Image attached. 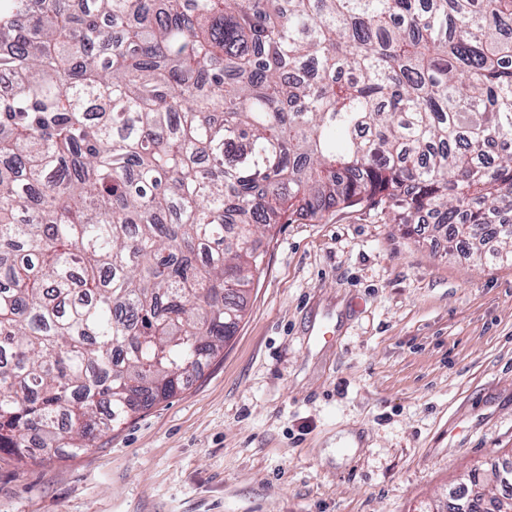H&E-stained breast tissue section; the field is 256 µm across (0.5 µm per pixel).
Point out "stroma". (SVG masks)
<instances>
[{"mask_svg": "<svg viewBox=\"0 0 512 512\" xmlns=\"http://www.w3.org/2000/svg\"><path fill=\"white\" fill-rule=\"evenodd\" d=\"M419 234L275 225L223 351L91 452L0 453V512H416L512 462V264Z\"/></svg>", "mask_w": 512, "mask_h": 512, "instance_id": "35a3bbf8", "label": "stroma"}]
</instances>
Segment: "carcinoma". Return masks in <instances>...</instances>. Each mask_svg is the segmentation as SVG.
Returning <instances> with one entry per match:
<instances>
[{
	"label": "carcinoma",
	"instance_id": "1",
	"mask_svg": "<svg viewBox=\"0 0 512 512\" xmlns=\"http://www.w3.org/2000/svg\"><path fill=\"white\" fill-rule=\"evenodd\" d=\"M0 452L86 453L342 204L512 262V0H0ZM512 489V468L470 471Z\"/></svg>",
	"mask_w": 512,
	"mask_h": 512
}]
</instances>
